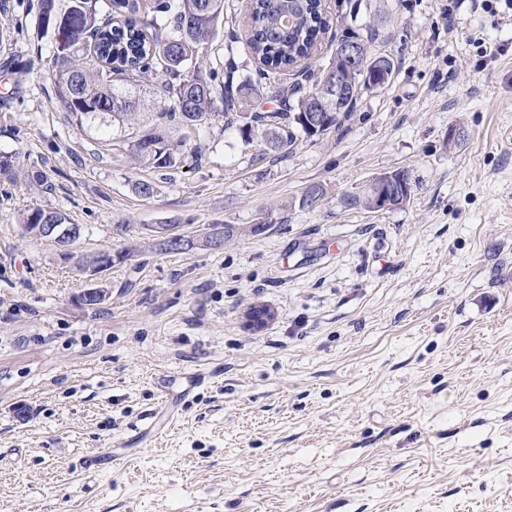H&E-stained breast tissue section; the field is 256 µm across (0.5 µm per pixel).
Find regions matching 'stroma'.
<instances>
[{
  "instance_id": "35a3bbf8",
  "label": "stroma",
  "mask_w": 512,
  "mask_h": 512,
  "mask_svg": "<svg viewBox=\"0 0 512 512\" xmlns=\"http://www.w3.org/2000/svg\"><path fill=\"white\" fill-rule=\"evenodd\" d=\"M38 2L0 0V512H512V23L326 0L333 33L354 7L376 29L389 84L287 155L215 121L155 169L131 140L152 113L98 131L56 106ZM397 170L410 199L363 205ZM36 206L112 252L104 304L21 236ZM215 224L223 249L157 245Z\"/></svg>"
}]
</instances>
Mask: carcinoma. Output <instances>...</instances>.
Instances as JSON below:
<instances>
[{
    "instance_id": "cac0c4a2",
    "label": "carcinoma",
    "mask_w": 512,
    "mask_h": 512,
    "mask_svg": "<svg viewBox=\"0 0 512 512\" xmlns=\"http://www.w3.org/2000/svg\"><path fill=\"white\" fill-rule=\"evenodd\" d=\"M246 35L256 74L236 62L238 40L230 33L217 42L224 0H39L38 25L56 40L51 80L56 103L76 124L125 128L141 111L137 91L147 88L163 100L152 126L134 141L140 162L156 169L181 165L191 134L223 118L244 145L264 131L267 150L283 152L306 135L303 114L308 94L328 70L347 73L338 48L357 43L364 55L354 74L358 89L334 105L326 132L349 120L362 94L387 85L395 71L392 56L374 53L375 30L360 34L347 26L320 76L305 69V81H288L299 66L316 58L330 29L325 0H250ZM214 55L205 68L203 57ZM273 102L276 108L263 109ZM69 223L59 211L41 207L20 214L19 223Z\"/></svg>"
}]
</instances>
